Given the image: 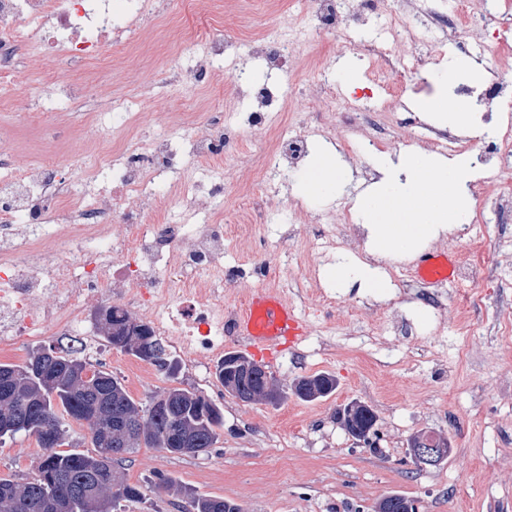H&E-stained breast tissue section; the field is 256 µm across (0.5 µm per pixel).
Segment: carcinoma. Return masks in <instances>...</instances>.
Wrapping results in <instances>:
<instances>
[{"label": "carcinoma", "mask_w": 512, "mask_h": 512, "mask_svg": "<svg viewBox=\"0 0 512 512\" xmlns=\"http://www.w3.org/2000/svg\"><path fill=\"white\" fill-rule=\"evenodd\" d=\"M97 334L112 347L145 361L168 378L175 377L179 363L174 360L154 330L122 308L110 305L98 312ZM88 366L70 353L36 351L20 363H0V437L18 433L37 436L43 449L36 474L20 482L0 477V512H112L118 499L140 497L137 486L128 483L121 471L127 455L140 448H160L177 456H198L217 443L224 427L222 409L204 394L172 387L142 403L133 399L121 381L111 373L97 370L95 380L78 381L75 367ZM221 385H232L244 403L258 401L264 385L261 376L232 372L217 366ZM328 385L336 390V379L319 374L294 383L293 392L302 400L312 399L311 388ZM73 420L92 429L95 420L112 429V448L103 455L96 437L93 450L61 451L67 436V422ZM375 414L366 406L360 416L344 421L352 435H363L374 426ZM54 479L47 495L42 477ZM164 489L185 494L183 512H243L241 505L222 497L200 496L178 485L168 475L157 476Z\"/></svg>", "instance_id": "obj_1"}]
</instances>
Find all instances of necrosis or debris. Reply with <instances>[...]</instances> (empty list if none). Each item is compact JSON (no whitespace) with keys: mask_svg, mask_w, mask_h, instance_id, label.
Instances as JSON below:
<instances>
[{"mask_svg":"<svg viewBox=\"0 0 512 512\" xmlns=\"http://www.w3.org/2000/svg\"><path fill=\"white\" fill-rule=\"evenodd\" d=\"M153 0H0V83L15 85L18 46H28L46 61L64 58L68 79L56 90L61 101L76 98L85 78L102 67L107 52L123 45V32L152 13ZM484 27H473L463 7L436 21L435 40L479 49L487 28L497 22L486 10ZM239 93L257 109L252 127L271 135L284 168L307 156L305 138L276 136L269 119L275 96L264 84L235 74ZM234 131L201 119L191 123L189 139L198 161L223 166ZM181 151L171 140H128L107 177L111 192L83 193L71 172L30 164L8 183H0V347L53 328L60 336H85L84 307L98 289L108 288L122 306L145 314L156 335L175 349L211 353L224 347V224L212 202L223 197L220 183L188 188V205L201 216L182 224L158 211L152 180L177 172ZM151 223H142V215ZM61 242L76 265L50 264L48 247ZM166 288H159V281Z\"/></svg>","mask_w":512,"mask_h":512,"instance_id":"4bbe7bcc","label":"necrosis or debris"}]
</instances>
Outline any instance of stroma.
<instances>
[{
    "instance_id": "35a3bbf8",
    "label": "stroma",
    "mask_w": 512,
    "mask_h": 512,
    "mask_svg": "<svg viewBox=\"0 0 512 512\" xmlns=\"http://www.w3.org/2000/svg\"><path fill=\"white\" fill-rule=\"evenodd\" d=\"M155 2L156 19L113 54L107 81L90 86L73 110L46 113L56 145L53 159L102 190L106 184L98 173L110 161L102 141L113 127L135 114L140 138L178 139L180 123L194 120L204 102L222 104L213 118L236 128L239 139L224 164V198L217 203L224 214V266L244 275L225 288L224 306L243 307L258 287L280 291L304 318L307 335L296 350L258 351L255 359L283 386L328 373L337 388L313 401L292 395L276 406L243 403L216 380L215 354L178 353L181 369L171 381L149 363L99 347L103 370L135 400L147 401L176 385L202 392L224 411V431L209 453L177 457L141 448L131 454L122 469L141 496L120 501L118 512H179L181 495L158 489V473L197 494L236 501L244 512H373L394 493L413 499L419 512H512V221L497 220L499 203L484 194L491 182L502 193L512 192V151L495 152L492 166L471 167V210L426 246L431 253L457 254L454 284L417 281L410 257L376 261L391 284L381 295L336 285L328 275L337 253L355 247L358 260L368 258L362 224H332L328 218L353 212L385 156L424 151L446 158L430 132L450 124L420 111L419 104L449 93V72L467 68L471 56L451 42L432 44L419 17L397 19L384 0L361 14L345 38L304 29L314 0H223L222 24L199 22L197 36L217 32L237 42V55L224 62L278 88L285 112L280 133L304 134L310 154L342 155L353 172L337 192L308 199L291 191L300 172L283 171L262 136L253 133L247 121L253 103L229 77L205 84L168 82L173 52H181L182 68L195 60L180 49L186 31L179 6ZM397 25L418 64L403 73H379L373 49L391 44ZM261 36L277 43L303 41L305 53L286 71H269L248 53L251 40ZM315 61L340 92L330 112L317 110L308 97ZM392 85L400 92L398 121L387 129V145H369L378 115L348 110L345 102L386 101ZM30 109L19 92L0 87V146L11 154L10 165L0 167L1 181L30 160L28 146L40 137L22 126ZM87 111L98 115L97 127L87 128ZM165 112L175 113L178 127L162 124ZM327 124L335 128L334 138L324 137ZM353 402L376 414L369 440L349 436L337 418ZM422 432L447 440L448 455L439 465L419 466L409 456L410 438ZM41 454L34 436L0 440V475L33 477Z\"/></svg>"
}]
</instances>
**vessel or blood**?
Instances as JSON below:
<instances>
[{
  "instance_id": "vessel-or-blood-1",
  "label": "vessel or blood",
  "mask_w": 512,
  "mask_h": 512,
  "mask_svg": "<svg viewBox=\"0 0 512 512\" xmlns=\"http://www.w3.org/2000/svg\"><path fill=\"white\" fill-rule=\"evenodd\" d=\"M458 258L448 254L422 255L412 271L413 277L426 283H453ZM233 332L245 338L255 350L293 348L307 333L306 323L279 292L269 288L254 289L244 308L233 319Z\"/></svg>"
}]
</instances>
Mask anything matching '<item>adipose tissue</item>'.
Segmentation results:
<instances>
[{"instance_id": "1", "label": "adipose tissue", "mask_w": 512, "mask_h": 512, "mask_svg": "<svg viewBox=\"0 0 512 512\" xmlns=\"http://www.w3.org/2000/svg\"><path fill=\"white\" fill-rule=\"evenodd\" d=\"M379 171L380 180L356 204L366 220V249L372 256L415 254L422 244L446 233L449 223L472 207L463 189L469 178L464 166L437 164L424 155L403 153L397 163L380 165ZM350 178L348 168L324 153L314 158L294 192L316 197ZM332 275L337 283L356 284L375 293L389 286L369 264L348 257L337 258Z\"/></svg>"}]
</instances>
